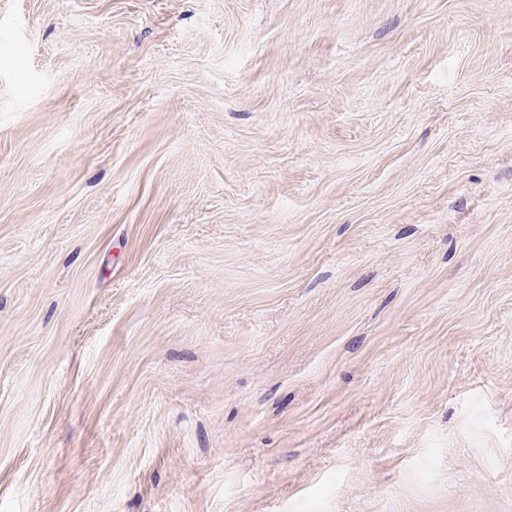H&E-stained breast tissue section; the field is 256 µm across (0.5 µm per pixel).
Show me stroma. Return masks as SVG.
<instances>
[{
	"instance_id": "35a3bbf8",
	"label": "stroma",
	"mask_w": 512,
	"mask_h": 512,
	"mask_svg": "<svg viewBox=\"0 0 512 512\" xmlns=\"http://www.w3.org/2000/svg\"><path fill=\"white\" fill-rule=\"evenodd\" d=\"M0 512H512V0H0Z\"/></svg>"
}]
</instances>
